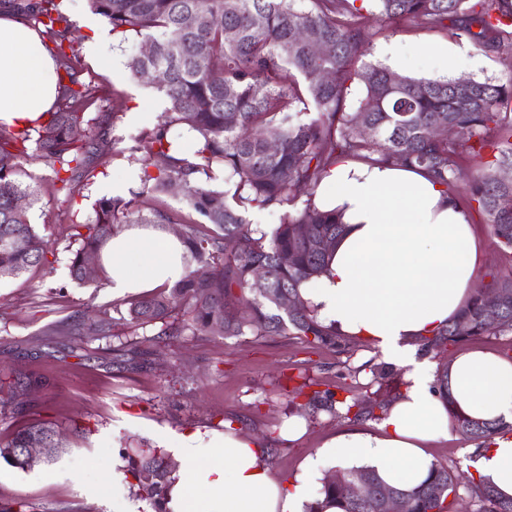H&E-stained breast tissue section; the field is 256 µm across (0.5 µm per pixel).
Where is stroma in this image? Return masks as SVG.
<instances>
[{"instance_id": "35a3bbf8", "label": "stroma", "mask_w": 512, "mask_h": 512, "mask_svg": "<svg viewBox=\"0 0 512 512\" xmlns=\"http://www.w3.org/2000/svg\"><path fill=\"white\" fill-rule=\"evenodd\" d=\"M69 19L79 36L81 78L103 89L88 109L90 116H108V133L98 141L94 176L81 182L72 197L58 194L51 168L36 158L20 161L18 178L30 185L35 201L29 218L47 246V266L16 278L0 280V392H8L16 377L34 374L45 386L32 396L30 416L54 422L62 447L53 459L36 458L19 470L0 461V502L24 498L29 512H113L115 499L130 512H149L125 479L124 448L170 447L178 438L197 435L208 439L223 434L234 423L246 438L261 447H273L266 462L282 485H290L305 459L336 435L359 430L375 433L379 420L334 419L326 413L305 415V432L296 440L281 436L293 416L284 391L291 378L309 372L322 388L340 391L352 387L353 398L373 397L370 371L364 363H380L372 343L351 337L344 351H313L293 336H160L157 324L130 325L116 319L127 308L126 298H115L106 288L92 289L73 282L68 273L75 248V226L95 216L98 200L129 196L142 186L141 170L126 153L139 133L160 123L153 102L157 91L134 81L126 68L139 53L136 35L111 37L108 54L120 66H102L87 52L92 33L82 25L92 12L87 0H65ZM372 46L391 41L405 49L400 73L416 78H474L504 82L512 78V46L490 51L466 34L453 30L389 23L370 19ZM431 47L460 50L454 69L428 56ZM149 113L146 121L134 120ZM476 236L485 246L476 286L491 274L512 272V257L502 254L478 213L469 216ZM106 310L115 322L109 336H90L84 316L87 306ZM139 343L145 355L130 368L115 355L121 345ZM359 370L351 378V370ZM467 444L459 433L434 442L437 464L457 478L453 512H475L468 492L471 475L466 464Z\"/></svg>"}]
</instances>
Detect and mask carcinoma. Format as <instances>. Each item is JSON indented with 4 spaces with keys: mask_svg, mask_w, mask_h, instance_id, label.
I'll return each mask as SVG.
<instances>
[{
    "mask_svg": "<svg viewBox=\"0 0 512 512\" xmlns=\"http://www.w3.org/2000/svg\"><path fill=\"white\" fill-rule=\"evenodd\" d=\"M64 0H13L11 8L33 22L54 44L59 91L55 111L36 129L37 158L52 168L58 191L74 192L75 182L90 173V145L73 134L90 125L86 104L98 87L81 81V64L63 11ZM91 10L112 25V33L131 32L152 44L149 55L133 56L131 77L146 80L168 102L165 121L143 132L128 148L142 171V191L156 196L180 187L183 199L198 215L183 223L181 240L188 271L174 285L128 302L123 320L130 324L160 322V336H196L218 327L226 336H295L309 348L341 349L336 328L323 324L300 294V286L323 274L330 250L316 248L317 240L336 241L344 231L341 215L314 201L316 190L331 168L346 160L371 165L423 168L437 178L455 203L479 213L498 247L512 255V182L499 174L512 167V78L505 82L468 78L416 79L382 64L363 61L367 31L365 6L358 0H88ZM386 21H409L463 31L477 44L493 49L512 44V0H374ZM211 23H196L199 15ZM329 52L318 56L311 46ZM214 58L223 61L210 69ZM328 69L330 82L319 73ZM166 73L163 84L150 75ZM355 83L365 88L358 106L347 110L348 91ZM173 125L194 134L191 147L169 136ZM448 125L458 128L463 141L435 136ZM29 130L0 129V278L15 277L48 263L44 240L28 217L33 191L17 178L15 159L28 156ZM278 150L270 152L267 143ZM490 160L468 175L464 194L457 192L463 155ZM306 199L299 200L300 193ZM25 201L24 209L16 200ZM280 213V223L266 232L248 218L253 210ZM174 223L167 211L152 208L143 214L135 199L102 198L95 219L77 225L79 242L68 269L78 284L86 283L83 261L98 253L113 236L133 224ZM309 234L300 233L302 227ZM20 236L22 250L5 241ZM234 247L228 248L227 243ZM267 270L263 288L253 287V273ZM291 296L300 308L289 312L281 301ZM490 312L500 327L485 328ZM469 325L467 335L458 333ZM512 333V274L492 276L457 318L420 340L421 351L441 355L451 344L490 334ZM312 378L287 392L289 404L304 398L301 408L334 418H377L393 400L382 398L359 405L326 390L304 391ZM44 382L32 374L17 378L8 397L0 398V415L25 416L30 395ZM434 392L463 440L487 447L503 430L472 419L459 410L448 392V362L437 367ZM53 424L46 420L16 430L0 443V459L27 467L21 449L37 437L46 457L59 448ZM126 472L136 495L153 512H166L165 500L173 483L172 469L159 448H125ZM339 482L326 480L305 512H325L332 503L341 512H383L382 494L396 493L401 512H450L447 501L455 492L454 474L435 465L417 488L403 490L385 484L366 468L340 470ZM364 483L360 493L352 487ZM476 512H512V498L471 481Z\"/></svg>",
    "mask_w": 512,
    "mask_h": 512,
    "instance_id": "carcinoma-1",
    "label": "carcinoma"
}]
</instances>
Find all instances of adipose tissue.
Instances as JSON below:
<instances>
[{
    "instance_id": "ef3b65f1",
    "label": "adipose tissue",
    "mask_w": 512,
    "mask_h": 512,
    "mask_svg": "<svg viewBox=\"0 0 512 512\" xmlns=\"http://www.w3.org/2000/svg\"><path fill=\"white\" fill-rule=\"evenodd\" d=\"M57 94L55 63L37 31L0 17V122L37 125ZM320 201L342 211L346 228L325 273L300 294L324 324L368 339L404 368L407 387L379 433L348 431L325 442L288 487L235 429L207 441L182 439L173 453L194 465L173 483L168 512H191L198 492L202 512H303L326 467L368 468L409 490L434 465L427 442L449 435L448 409L433 391L436 371L418 358L417 343L474 294L481 249L466 214L430 173L360 161L332 169ZM184 252L178 237L132 227L101 251L107 287L120 297L174 284L186 274ZM448 381L467 416L505 424L490 447L473 450L470 466L477 481L512 497V361L472 350L449 362Z\"/></svg>"
}]
</instances>
